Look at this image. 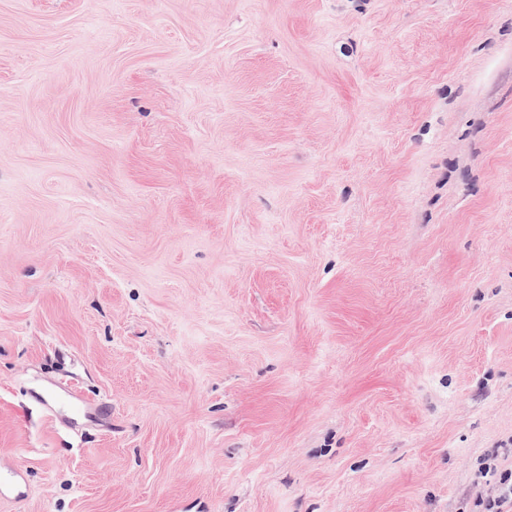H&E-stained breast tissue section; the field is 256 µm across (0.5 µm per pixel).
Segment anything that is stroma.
Returning <instances> with one entry per match:
<instances>
[{
	"label": "stroma",
	"instance_id": "stroma-1",
	"mask_svg": "<svg viewBox=\"0 0 512 512\" xmlns=\"http://www.w3.org/2000/svg\"><path fill=\"white\" fill-rule=\"evenodd\" d=\"M17 464L0 512H483L512 0H0Z\"/></svg>",
	"mask_w": 512,
	"mask_h": 512
}]
</instances>
